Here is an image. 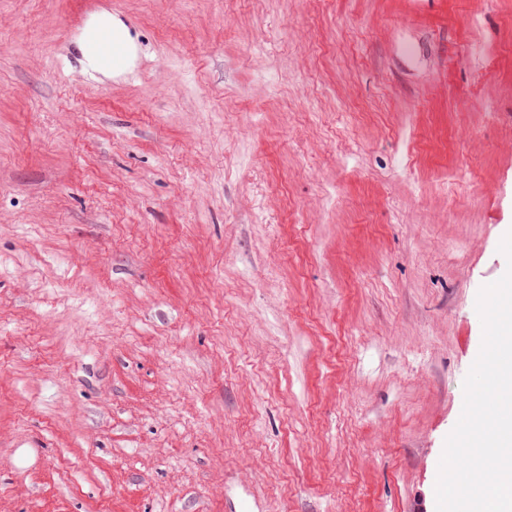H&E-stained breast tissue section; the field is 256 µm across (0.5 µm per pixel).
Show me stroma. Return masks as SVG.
Listing matches in <instances>:
<instances>
[{
	"label": "stroma",
	"instance_id": "obj_1",
	"mask_svg": "<svg viewBox=\"0 0 512 512\" xmlns=\"http://www.w3.org/2000/svg\"><path fill=\"white\" fill-rule=\"evenodd\" d=\"M0 0V512H435L512 231V0ZM100 21L109 25L112 33L107 28H100L95 35L93 51L97 58L105 61L112 60L111 67L98 66L89 51L91 29ZM112 34L113 39L123 46V53L120 56H113V58L112 55L117 52V48L112 42ZM79 44L85 65L88 68L112 76L124 74L134 67L139 49L137 39L132 35L130 29L121 20L108 13L95 15L89 20L80 37Z\"/></svg>",
	"mask_w": 512,
	"mask_h": 512
}]
</instances>
